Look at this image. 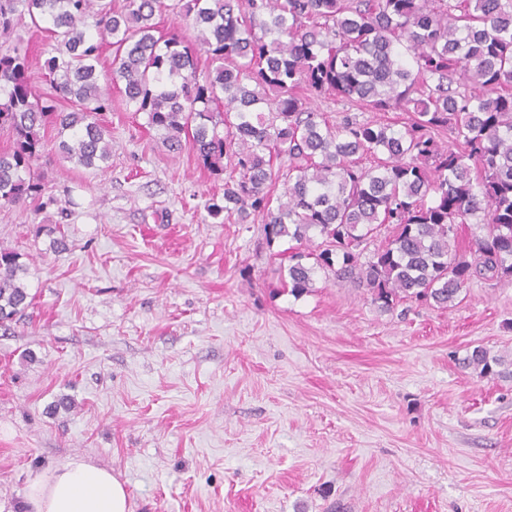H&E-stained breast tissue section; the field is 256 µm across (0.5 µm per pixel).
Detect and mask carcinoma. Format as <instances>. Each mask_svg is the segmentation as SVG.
<instances>
[{"label": "carcinoma", "instance_id": "cac0c4a2", "mask_svg": "<svg viewBox=\"0 0 512 512\" xmlns=\"http://www.w3.org/2000/svg\"><path fill=\"white\" fill-rule=\"evenodd\" d=\"M167 13L192 19L216 64L204 79L178 35L155 37L153 19ZM25 17L55 39L44 61L52 92L36 94L26 56L0 48V129L13 138L0 152V207L42 196L34 164L48 125L64 159L88 169L110 160L97 119L112 104L97 72L106 40L125 102L168 150L188 148L224 175L212 218L260 216L269 245L321 238L281 270L293 297L323 271L385 310L449 308L474 277H512V0H0V38ZM327 95L410 118L397 129L334 125L311 107ZM63 99L79 108L58 110ZM460 224L480 229L468 256L455 248ZM384 228L392 235L363 257ZM27 273L20 253L0 249V327L32 304ZM463 365L512 375L482 346Z\"/></svg>", "mask_w": 512, "mask_h": 512}]
</instances>
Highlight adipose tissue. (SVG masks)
<instances>
[{
    "mask_svg": "<svg viewBox=\"0 0 512 512\" xmlns=\"http://www.w3.org/2000/svg\"><path fill=\"white\" fill-rule=\"evenodd\" d=\"M26 498L29 512H132L124 483L83 457L30 475Z\"/></svg>",
    "mask_w": 512,
    "mask_h": 512,
    "instance_id": "1",
    "label": "adipose tissue"
}]
</instances>
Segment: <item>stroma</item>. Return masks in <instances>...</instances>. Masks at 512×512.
I'll return each instance as SVG.
<instances>
[{
	"instance_id": "1",
	"label": "stroma",
	"mask_w": 512,
	"mask_h": 512,
	"mask_svg": "<svg viewBox=\"0 0 512 512\" xmlns=\"http://www.w3.org/2000/svg\"><path fill=\"white\" fill-rule=\"evenodd\" d=\"M8 44L47 92L49 34L25 20ZM111 98L106 167L62 160L47 129L42 197L0 209L33 298L0 330V512L77 456L133 512H512V377L460 365L477 345L512 358V280L447 309L384 311L321 272L277 293L291 240L211 218L223 176Z\"/></svg>"
}]
</instances>
